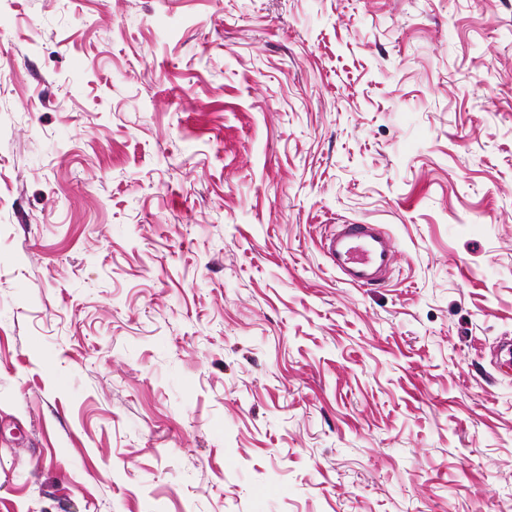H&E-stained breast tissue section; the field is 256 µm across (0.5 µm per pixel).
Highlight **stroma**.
<instances>
[{"mask_svg": "<svg viewBox=\"0 0 512 512\" xmlns=\"http://www.w3.org/2000/svg\"><path fill=\"white\" fill-rule=\"evenodd\" d=\"M506 339L512 0H0V512H512ZM322 249L356 287L382 282L395 261L392 238L377 224H341L325 237Z\"/></svg>", "mask_w": 512, "mask_h": 512, "instance_id": "1", "label": "stroma"}]
</instances>
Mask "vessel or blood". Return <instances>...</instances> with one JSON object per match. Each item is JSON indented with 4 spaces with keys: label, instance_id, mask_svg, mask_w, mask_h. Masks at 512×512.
Wrapping results in <instances>:
<instances>
[{
    "label": "vessel or blood",
    "instance_id": "obj_1",
    "mask_svg": "<svg viewBox=\"0 0 512 512\" xmlns=\"http://www.w3.org/2000/svg\"><path fill=\"white\" fill-rule=\"evenodd\" d=\"M322 249L332 266L356 287L382 282L395 261L391 237L376 224L340 225L325 237Z\"/></svg>",
    "mask_w": 512,
    "mask_h": 512
}]
</instances>
